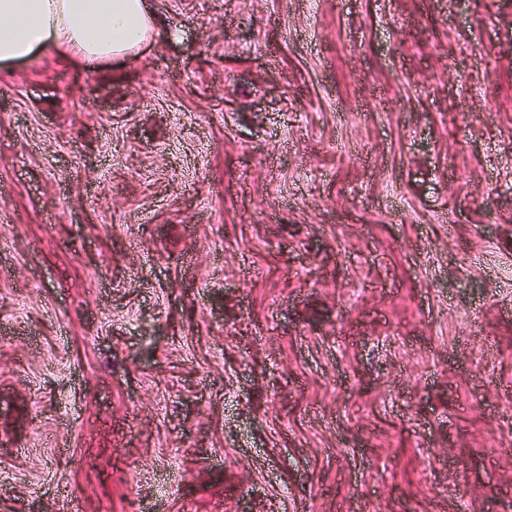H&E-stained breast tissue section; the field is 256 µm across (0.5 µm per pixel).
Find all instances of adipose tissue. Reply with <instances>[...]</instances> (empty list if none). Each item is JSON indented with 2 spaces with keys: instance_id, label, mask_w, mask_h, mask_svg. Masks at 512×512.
I'll return each mask as SVG.
<instances>
[{
  "instance_id": "adipose-tissue-1",
  "label": "adipose tissue",
  "mask_w": 512,
  "mask_h": 512,
  "mask_svg": "<svg viewBox=\"0 0 512 512\" xmlns=\"http://www.w3.org/2000/svg\"><path fill=\"white\" fill-rule=\"evenodd\" d=\"M158 30L149 0H0V63L49 52L100 70L139 51Z\"/></svg>"
}]
</instances>
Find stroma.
Here are the masks:
<instances>
[{"label":"stroma","instance_id":"stroma-1","mask_svg":"<svg viewBox=\"0 0 512 512\" xmlns=\"http://www.w3.org/2000/svg\"><path fill=\"white\" fill-rule=\"evenodd\" d=\"M0 67V512H512V0H152Z\"/></svg>","mask_w":512,"mask_h":512}]
</instances>
